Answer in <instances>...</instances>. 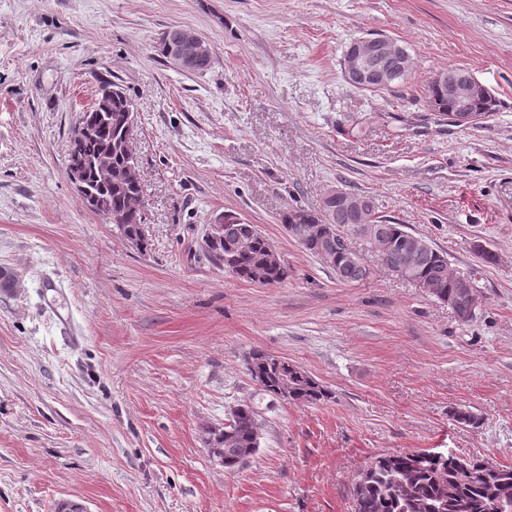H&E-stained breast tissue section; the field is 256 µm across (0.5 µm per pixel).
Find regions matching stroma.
Instances as JSON below:
<instances>
[{
    "label": "stroma",
    "instance_id": "1",
    "mask_svg": "<svg viewBox=\"0 0 512 512\" xmlns=\"http://www.w3.org/2000/svg\"><path fill=\"white\" fill-rule=\"evenodd\" d=\"M174 27L211 44V69L158 56ZM372 35L410 58L378 92L343 77L348 44ZM451 66L495 96L489 118L430 109ZM101 77L137 114L141 248L67 176ZM333 188L477 270L474 320L359 236L370 274L349 284L292 240L279 213L320 210ZM220 213L256 225L287 279L248 283L200 256ZM1 268L17 286L0 291V512H354L355 475L380 453L512 465V0H0ZM256 349L332 399L263 394ZM245 402L261 445L230 471L207 430Z\"/></svg>",
    "mask_w": 512,
    "mask_h": 512
}]
</instances>
